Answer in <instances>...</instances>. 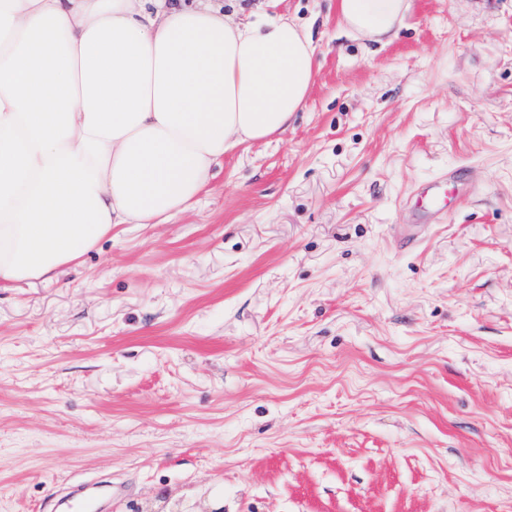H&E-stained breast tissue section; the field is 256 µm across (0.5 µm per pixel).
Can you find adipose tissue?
Segmentation results:
<instances>
[{
	"label": "adipose tissue",
	"instance_id": "1",
	"mask_svg": "<svg viewBox=\"0 0 512 512\" xmlns=\"http://www.w3.org/2000/svg\"><path fill=\"white\" fill-rule=\"evenodd\" d=\"M411 0H338L391 41ZM315 78L307 29L210 0H0V283L51 280L114 227L186 211L228 150L284 133Z\"/></svg>",
	"mask_w": 512,
	"mask_h": 512
}]
</instances>
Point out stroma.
Returning a JSON list of instances; mask_svg holds the SVG:
<instances>
[{
    "label": "stroma",
    "instance_id": "1",
    "mask_svg": "<svg viewBox=\"0 0 512 512\" xmlns=\"http://www.w3.org/2000/svg\"><path fill=\"white\" fill-rule=\"evenodd\" d=\"M220 2L310 29L314 84L170 223L0 288V512H512V0L367 48L336 0ZM463 183L462 176L457 170L444 174L431 182L423 184L417 190L418 204L420 206V218L418 223L404 225L403 231L407 236L404 240H413L418 225L424 224L420 222L428 221L437 216L448 204V194L454 196L456 188L454 185Z\"/></svg>",
    "mask_w": 512,
    "mask_h": 512
}]
</instances>
